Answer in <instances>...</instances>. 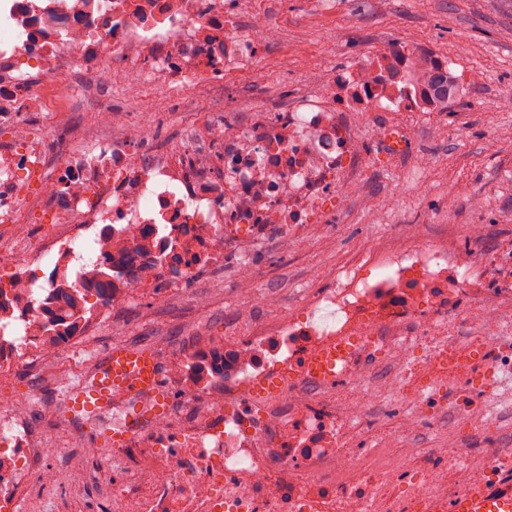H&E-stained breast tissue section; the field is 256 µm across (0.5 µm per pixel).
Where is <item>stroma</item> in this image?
I'll use <instances>...</instances> for the list:
<instances>
[{"label":"stroma","mask_w":512,"mask_h":512,"mask_svg":"<svg viewBox=\"0 0 512 512\" xmlns=\"http://www.w3.org/2000/svg\"><path fill=\"white\" fill-rule=\"evenodd\" d=\"M277 22L278 45L259 65L265 89L284 83L294 90L307 63L335 55L379 50L401 38L426 43L471 74L456 102L434 123L414 122L417 147L430 155L392 161L375 155L362 193L331 227H317L287 251L268 248L260 260V283L299 300L314 272L331 276L351 252L394 225L378 220L373 202L395 183H405L402 217L419 220L427 237H451L480 252L512 250V0H255ZM486 234L470 243L468 225ZM250 301L235 293L232 271L206 272L196 285L105 317L96 338L101 347L150 346L169 351L219 337L224 322Z\"/></svg>","instance_id":"stroma-1"}]
</instances>
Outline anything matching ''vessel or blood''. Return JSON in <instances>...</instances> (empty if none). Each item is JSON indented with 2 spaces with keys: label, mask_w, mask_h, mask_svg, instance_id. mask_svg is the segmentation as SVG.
I'll use <instances>...</instances> for the list:
<instances>
[{
  "label": "vessel or blood",
  "mask_w": 512,
  "mask_h": 512,
  "mask_svg": "<svg viewBox=\"0 0 512 512\" xmlns=\"http://www.w3.org/2000/svg\"><path fill=\"white\" fill-rule=\"evenodd\" d=\"M156 364L150 348L115 346L89 380L86 390L77 395L76 402L87 409L106 408L112 404L113 392L150 389L155 383ZM456 512H512V497L492 501L473 492L458 503Z\"/></svg>",
  "instance_id": "b4317fda"
}]
</instances>
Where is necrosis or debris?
<instances>
[{"label":"necrosis or debris","instance_id":"obj_1","mask_svg":"<svg viewBox=\"0 0 512 512\" xmlns=\"http://www.w3.org/2000/svg\"><path fill=\"white\" fill-rule=\"evenodd\" d=\"M279 36L253 0H0V384L29 361L34 388H50V426L30 428L28 401H0V512H66L81 487L46 462L59 436L109 426L100 484L114 512H451L472 490L512 494V254L479 253L426 237L421 225L369 239L326 285L300 302L258 288L257 252L287 250L334 223L362 186L370 147L391 159L413 153L403 114L439 118L462 70L429 45L393 43L320 67L314 81L273 104L243 98L257 61ZM97 117L86 143L55 145L30 113ZM182 122L158 147L143 100ZM40 209L45 228L25 231ZM112 286L71 335L94 356L98 317L143 296L179 291L203 269H231L249 305L222 340L179 349L159 364L168 398L117 393L111 410L75 411L51 389L40 324L65 319L96 286L101 261ZM47 265L45 283L32 266ZM329 357L330 378L306 365ZM484 375L482 389L469 388ZM277 379L278 392L254 388ZM467 431L475 445L414 447L428 429Z\"/></svg>","mask_w":512,"mask_h":512}]
</instances>
